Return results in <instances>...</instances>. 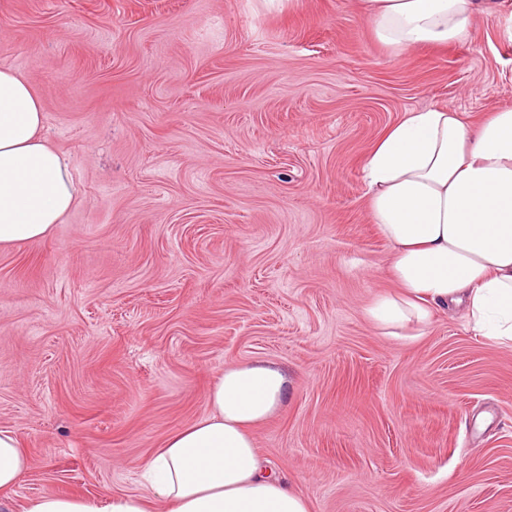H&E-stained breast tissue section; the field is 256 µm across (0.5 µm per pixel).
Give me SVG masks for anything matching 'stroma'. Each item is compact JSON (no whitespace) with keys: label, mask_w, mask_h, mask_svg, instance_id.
<instances>
[{"label":"stroma","mask_w":512,"mask_h":512,"mask_svg":"<svg viewBox=\"0 0 512 512\" xmlns=\"http://www.w3.org/2000/svg\"><path fill=\"white\" fill-rule=\"evenodd\" d=\"M507 21L395 55L359 0H0L75 207L0 249V428L12 498L141 490L232 364L288 396L254 438L311 512H512V347L462 308L423 335L365 315L394 290L364 158L404 113L512 109ZM30 469L27 452L21 446L19 435L11 429H0V499L2 512H14L15 503L7 495L12 493Z\"/></svg>","instance_id":"35a3bbf8"}]
</instances>
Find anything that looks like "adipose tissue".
I'll return each mask as SVG.
<instances>
[{
  "mask_svg": "<svg viewBox=\"0 0 512 512\" xmlns=\"http://www.w3.org/2000/svg\"><path fill=\"white\" fill-rule=\"evenodd\" d=\"M374 37L394 52L463 39L487 0H360ZM40 97L0 67V248L53 232L75 204L70 165L44 135ZM372 220L392 248L393 293L366 315L382 335L419 336L437 308L466 307L471 329L512 344V109L478 123L451 106L405 113L362 168ZM275 368L236 364L210 386L206 417L141 464L144 492L108 499L47 493L23 512H310L306 497L266 472L253 429L283 403ZM30 469L19 435L0 429V512Z\"/></svg>",
  "mask_w": 512,
  "mask_h": 512,
  "instance_id": "ef3b65f1",
  "label": "adipose tissue"
}]
</instances>
